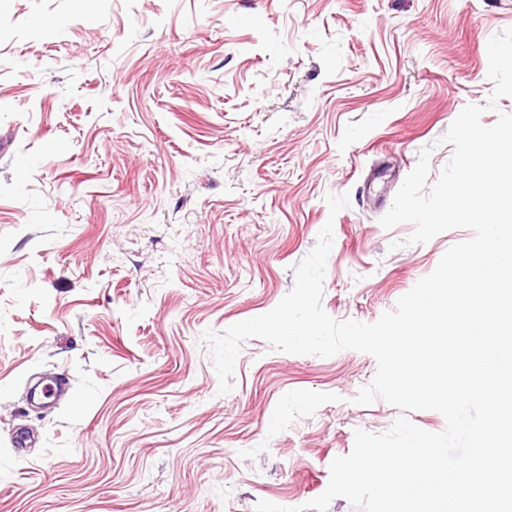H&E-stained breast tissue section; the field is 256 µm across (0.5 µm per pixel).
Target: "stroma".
Instances as JSON below:
<instances>
[{
  "mask_svg": "<svg viewBox=\"0 0 512 512\" xmlns=\"http://www.w3.org/2000/svg\"><path fill=\"white\" fill-rule=\"evenodd\" d=\"M511 27L512 0H0V512L295 507L356 430H444L356 404L377 362L352 349L251 338L220 393L203 333L273 309L326 221L340 321L471 240L380 219L427 146L436 183ZM49 373L72 398L41 411Z\"/></svg>",
  "mask_w": 512,
  "mask_h": 512,
  "instance_id": "1",
  "label": "stroma"
}]
</instances>
